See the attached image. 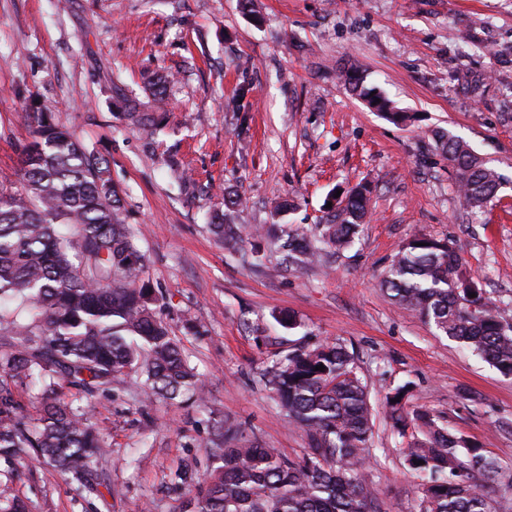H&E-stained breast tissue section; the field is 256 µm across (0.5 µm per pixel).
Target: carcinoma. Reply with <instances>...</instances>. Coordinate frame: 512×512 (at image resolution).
Here are the masks:
<instances>
[{
  "label": "carcinoma",
  "instance_id": "cac0c4a2",
  "mask_svg": "<svg viewBox=\"0 0 512 512\" xmlns=\"http://www.w3.org/2000/svg\"><path fill=\"white\" fill-rule=\"evenodd\" d=\"M344 77L392 123L414 121L357 72ZM25 116L30 140L20 153V187L0 185V463L11 472L35 457L96 492L106 440L82 401L127 384L146 399L191 400L202 382L155 311L146 258L126 224L109 162L51 115L28 109ZM128 117L151 135L161 129L155 114L136 106ZM434 141L470 210L495 197L504 181L497 169L452 135L437 133ZM367 193L363 185L348 188L313 237L287 235L286 260L309 265L327 248H347L364 224ZM209 230L226 248L238 245V228L224 223V212L212 215ZM382 285L399 306L512 376V323L454 243L410 239ZM320 364L324 370H315ZM35 377L41 393L33 419L18 388ZM264 378L307 448L287 457L240 425L217 421L210 454L218 466L195 485L193 512H382L365 475L373 435L368 387L346 347L336 340L295 350ZM410 392V383L399 385L386 404L404 461L420 478V512H497L491 488L501 467L430 411L409 405ZM11 484L0 481V512H31Z\"/></svg>",
  "mask_w": 512,
  "mask_h": 512
}]
</instances>
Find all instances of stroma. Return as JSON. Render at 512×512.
Wrapping results in <instances>:
<instances>
[{"mask_svg": "<svg viewBox=\"0 0 512 512\" xmlns=\"http://www.w3.org/2000/svg\"><path fill=\"white\" fill-rule=\"evenodd\" d=\"M356 69L402 112L396 125L352 95ZM167 76L165 127L133 125L125 101L150 102ZM106 158L127 223L159 294L158 314L183 339L205 404L132 388L92 401L111 453L110 494L30 459L13 485L33 512H184L177 471L208 472L214 422L234 420L293 457L306 443L261 375L292 350L340 340L367 381L374 429L370 479L382 512H418V478L401 453L385 397L409 402L477 442L512 471V377L398 308L381 284L411 237L451 240L512 321V0H0V184L19 180L27 103ZM433 130L466 141L507 181L482 212L465 209ZM363 182L368 222L335 256L257 267L225 249L208 220L280 221L312 230L330 196ZM235 192L241 206L225 205ZM293 207L273 218V203ZM294 312L285 330L272 315Z\"/></svg>", "mask_w": 512, "mask_h": 512, "instance_id": "obj_1", "label": "stroma"}]
</instances>
